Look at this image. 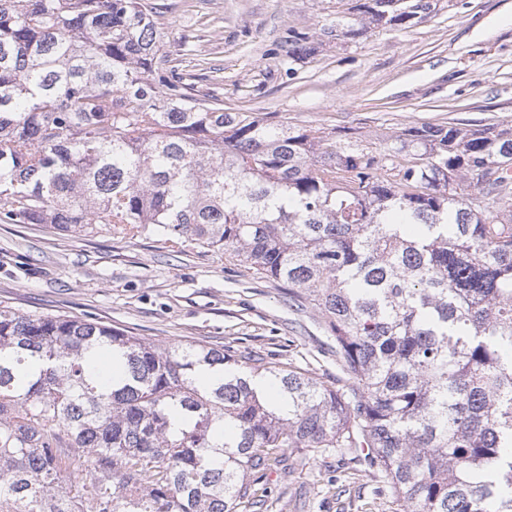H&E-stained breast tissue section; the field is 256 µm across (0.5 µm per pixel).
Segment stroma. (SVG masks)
<instances>
[{
	"mask_svg": "<svg viewBox=\"0 0 512 512\" xmlns=\"http://www.w3.org/2000/svg\"><path fill=\"white\" fill-rule=\"evenodd\" d=\"M164 50L199 94L225 109L296 126L352 127L372 147L422 122H512V0H430L409 27H373L359 42L322 36L354 0H152ZM322 36L289 63L288 31ZM0 303L95 320L162 345L249 349L321 380L340 369L312 306L217 249L177 252L146 233L100 224L60 232L0 220ZM270 512H397L362 452L311 453L262 476Z\"/></svg>",
	"mask_w": 512,
	"mask_h": 512,
	"instance_id": "35a3bbf8",
	"label": "stroma"
}]
</instances>
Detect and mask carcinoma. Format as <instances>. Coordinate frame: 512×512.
<instances>
[{
  "label": "carcinoma",
  "mask_w": 512,
  "mask_h": 512,
  "mask_svg": "<svg viewBox=\"0 0 512 512\" xmlns=\"http://www.w3.org/2000/svg\"><path fill=\"white\" fill-rule=\"evenodd\" d=\"M430 9L362 0L336 38ZM167 63L146 0H0V218L222 249L319 310L347 384L0 305V498L69 512L67 474L99 512H252L254 475L366 447L402 512H512V124L377 153L209 104Z\"/></svg>",
  "instance_id": "cac0c4a2"
}]
</instances>
